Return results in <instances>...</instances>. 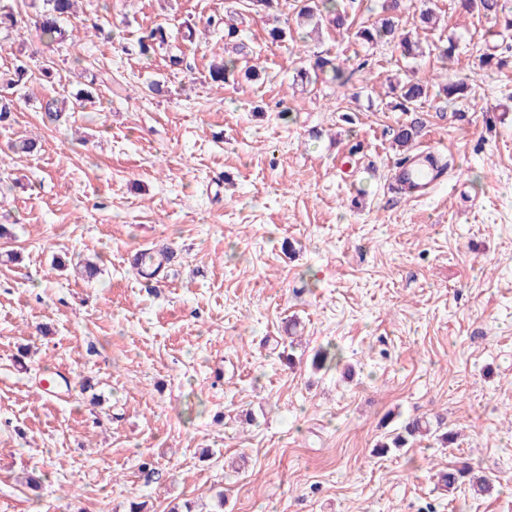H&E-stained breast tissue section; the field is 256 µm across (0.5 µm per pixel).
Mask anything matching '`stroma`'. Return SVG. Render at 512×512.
<instances>
[{
	"label": "stroma",
	"instance_id": "35a3bbf8",
	"mask_svg": "<svg viewBox=\"0 0 512 512\" xmlns=\"http://www.w3.org/2000/svg\"><path fill=\"white\" fill-rule=\"evenodd\" d=\"M28 3L0 26V80L19 59L34 72L0 123V253L19 255L0 262V512H512V34L486 43L483 16L413 0L400 28L428 53L412 61L356 41L383 0H352L350 28L274 43L269 26L298 5L280 0L240 27L259 80L220 87L209 68L227 38L205 22L235 0H78L51 45ZM156 25L167 44L139 55ZM451 37L444 63L432 49ZM490 48L500 67L481 65ZM316 52L345 83H301ZM406 73L468 95L395 110L387 81ZM92 79L98 101L50 123L45 101ZM415 121V146L451 164L422 201L390 188L395 135ZM21 136L38 152H12ZM154 241L171 259L149 279L129 257ZM330 344L339 359L312 370ZM438 415L450 447L377 454L407 419ZM465 463L499 493L442 487Z\"/></svg>",
	"mask_w": 512,
	"mask_h": 512
}]
</instances>
